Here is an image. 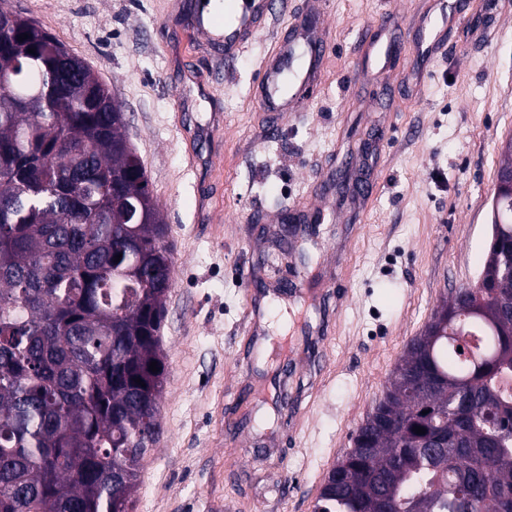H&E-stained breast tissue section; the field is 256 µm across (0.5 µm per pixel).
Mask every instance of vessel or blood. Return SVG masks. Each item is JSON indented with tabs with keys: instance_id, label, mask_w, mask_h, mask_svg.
I'll return each mask as SVG.
<instances>
[{
	"instance_id": "vessel-or-blood-1",
	"label": "vessel or blood",
	"mask_w": 512,
	"mask_h": 512,
	"mask_svg": "<svg viewBox=\"0 0 512 512\" xmlns=\"http://www.w3.org/2000/svg\"><path fill=\"white\" fill-rule=\"evenodd\" d=\"M328 0H308L305 13L274 37L273 51L263 59L252 94L262 111L287 118L300 111L319 86L330 28ZM227 14L212 11L208 0H194L182 24L206 44L224 52L232 65L267 28L275 0H227ZM464 19L460 0H433V11L424 21L428 38L414 44L417 58H429L432 46L448 29Z\"/></svg>"
}]
</instances>
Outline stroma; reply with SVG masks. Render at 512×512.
<instances>
[{
  "label": "stroma",
  "mask_w": 512,
  "mask_h": 512,
  "mask_svg": "<svg viewBox=\"0 0 512 512\" xmlns=\"http://www.w3.org/2000/svg\"><path fill=\"white\" fill-rule=\"evenodd\" d=\"M185 0H6L81 58L121 102L129 139L168 226L175 284L162 331L168 374L162 434L147 454L133 512H312L332 466L380 398L406 344L456 288L475 281L492 232L499 144L512 136V0H462L445 55L419 62L397 46L395 73L363 63L376 22L420 20L430 0H330L320 86L303 111L272 124L252 83L274 30L302 0H277L268 32L218 80L226 126L181 89L213 60L176 38ZM216 160L188 165V146ZM210 198L197 218L198 194ZM325 220L304 245L319 297L283 362L277 322L301 308L287 287L306 272L280 239L295 204ZM334 281L346 301L323 297ZM267 308L243 333L247 295ZM330 328L329 343L318 329ZM264 389L307 409L257 437Z\"/></svg>",
  "instance_id": "35a3bbf8"
}]
</instances>
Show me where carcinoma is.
<instances>
[{"instance_id": "1", "label": "carcinoma", "mask_w": 512, "mask_h": 512, "mask_svg": "<svg viewBox=\"0 0 512 512\" xmlns=\"http://www.w3.org/2000/svg\"><path fill=\"white\" fill-rule=\"evenodd\" d=\"M9 14L0 10V512H133L161 430L167 225L107 84ZM131 205L143 223H128ZM492 235L483 287L456 289L407 346L327 473L318 512H512V201Z\"/></svg>"}]
</instances>
